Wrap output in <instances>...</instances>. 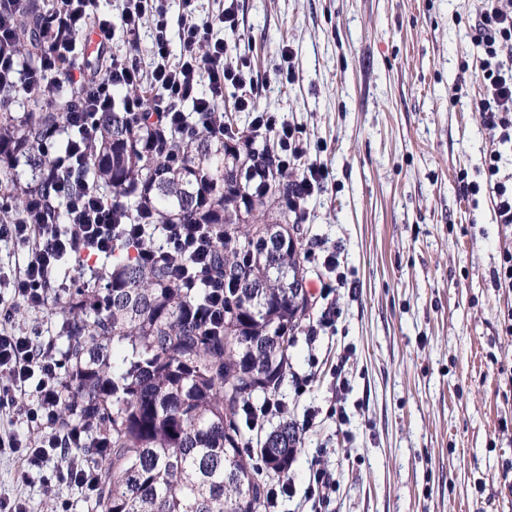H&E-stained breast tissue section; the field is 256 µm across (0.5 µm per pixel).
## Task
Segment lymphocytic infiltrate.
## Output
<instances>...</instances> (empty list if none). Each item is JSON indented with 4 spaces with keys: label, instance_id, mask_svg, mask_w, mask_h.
Here are the masks:
<instances>
[{
    "label": "lymphocytic infiltrate",
    "instance_id": "obj_1",
    "mask_svg": "<svg viewBox=\"0 0 512 512\" xmlns=\"http://www.w3.org/2000/svg\"><path fill=\"white\" fill-rule=\"evenodd\" d=\"M51 15L53 39L40 59L26 65L0 54V77H10L24 90L41 88L46 75L54 71L62 45H75L74 34L85 24L97 27L104 40L112 38V20L98 15L95 0H58ZM123 24L128 33H136L144 18L154 21L153 65L150 71L125 59L112 58L105 72L79 75L80 89L71 108L68 147L57 161L64 173L59 180V193L66 202L70 233H61L54 224H1L0 241L24 248L27 259L11 276L0 277V288L10 289L14 298L28 308L47 306L51 288L65 290V282L57 281L54 269L64 257H105L112 251L117 235L139 242L141 261L149 263L159 256L172 258L171 272L189 291L204 294L206 314L212 318L224 314V282L211 273L212 236L202 224H167L160 231L161 241L146 244V227L142 224H117L111 208L104 206L95 184L82 179L85 156L81 145L88 132L91 113L111 110L112 91L125 87L130 91L123 102L125 112L137 114L142 100L136 88L150 85L155 92L154 109L164 115L172 127L185 137L192 136L199 120L216 112L224 97L226 84L244 81L241 71L225 67L227 48L211 35L210 22L186 21L180 40L186 48L178 61H171L166 36V13L162 0H124ZM473 40L481 49L473 65L484 80L485 91L475 107L484 125L499 144L512 145V0H489L475 28ZM191 103L192 113L181 111L182 103ZM256 128L274 132L284 164L303 161L296 190L288 198V209L302 215L307 199L328 176L316 163H305L307 146L297 128L276 122L261 113L254 120ZM500 154L486 158L484 184L468 183L465 194L488 195L498 223L512 224V177L500 173ZM59 360L51 351L37 349L30 334L0 331V409L13 408L18 397L30 395L24 416L28 423L45 428L37 440L10 438L8 446L21 457L26 473H42L49 463L63 457L69 449L81 447L84 428L73 427L59 432L60 402Z\"/></svg>",
    "mask_w": 512,
    "mask_h": 512
}]
</instances>
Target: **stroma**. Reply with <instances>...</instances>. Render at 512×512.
I'll use <instances>...</instances> for the list:
<instances>
[{"mask_svg": "<svg viewBox=\"0 0 512 512\" xmlns=\"http://www.w3.org/2000/svg\"><path fill=\"white\" fill-rule=\"evenodd\" d=\"M163 2L175 59L187 17L234 11L235 27L215 22L212 36L246 84L226 87L220 110L242 131L258 111L300 127L308 161L328 171L298 221L306 285H344L313 296L275 394L282 409L246 432L255 445L282 421L299 429L291 467L267 480L270 512H512V291L492 283L512 227L463 192L497 147L474 107L483 0ZM96 7L112 18V54L149 69L152 21L131 35L122 0ZM243 94L254 112L238 109ZM330 252L331 272L319 261ZM1 328L64 355L57 315L6 288ZM319 469L334 481L323 496L312 492ZM0 496L30 512H56L63 496L86 512L81 489L24 476L6 448Z\"/></svg>", "mask_w": 512, "mask_h": 512, "instance_id": "35a3bbf8", "label": "stroma"}]
</instances>
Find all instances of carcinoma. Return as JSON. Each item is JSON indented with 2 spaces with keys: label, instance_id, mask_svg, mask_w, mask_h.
<instances>
[{
  "label": "carcinoma",
  "instance_id": "carcinoma-1",
  "mask_svg": "<svg viewBox=\"0 0 512 512\" xmlns=\"http://www.w3.org/2000/svg\"><path fill=\"white\" fill-rule=\"evenodd\" d=\"M4 19L15 31L4 49L35 61L51 36L45 5L17 0ZM69 67L61 61L48 90L25 97L0 80V224L68 222L52 164L75 95L63 81ZM139 95L136 118L118 105L92 114L87 177L121 224L145 213L159 226L209 225L215 273L232 272L236 288L215 328L167 262L143 264L140 244L115 239L60 307L59 423L82 425L107 445L88 446L82 458L100 478L87 512H259L262 471L244 456L240 416L253 395L276 393L289 360L279 338L309 312L298 228L276 207L294 175L273 148H256L251 132L226 126L220 136L207 123L183 139L152 111L153 91ZM256 167L267 178L241 193L231 179ZM298 443L295 426L282 423L258 457L269 467V451L286 470Z\"/></svg>",
  "mask_w": 512,
  "mask_h": 512
}]
</instances>
